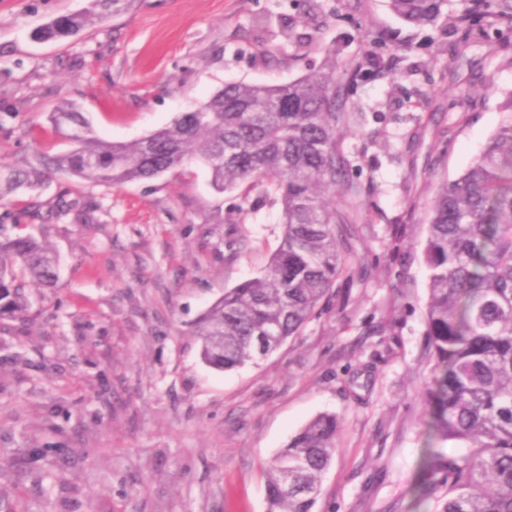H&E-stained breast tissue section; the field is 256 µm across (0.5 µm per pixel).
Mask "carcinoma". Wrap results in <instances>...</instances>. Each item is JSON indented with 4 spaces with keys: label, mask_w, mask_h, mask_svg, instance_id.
<instances>
[{
    "label": "carcinoma",
    "mask_w": 512,
    "mask_h": 512,
    "mask_svg": "<svg viewBox=\"0 0 512 512\" xmlns=\"http://www.w3.org/2000/svg\"><path fill=\"white\" fill-rule=\"evenodd\" d=\"M449 17L459 45L491 29H512V0H465ZM448 0H389L405 23L433 26ZM112 13V0H90L76 14L41 27L49 41L75 35ZM504 119L478 159L432 201L422 255L428 270L426 323L430 375L422 398L428 436L463 446L448 456L429 452L422 484L444 491L439 512H512V94ZM348 120L336 62L277 86L231 83L180 112L166 127L132 142L99 138L72 104L51 122L69 145L37 154L22 166L0 165V207L6 197L37 195L51 174L122 184L157 178L189 161L211 172L219 191L244 188L281 204L280 243L264 272L224 292L194 328L204 361L231 370L268 355L296 336L330 301L347 259L340 241L359 188L346 181L342 127ZM90 209L60 198L55 217ZM58 259L30 235L0 224V319L31 307L27 286L53 288ZM339 422L311 420L266 470L268 512H312L337 450Z\"/></svg>",
    "instance_id": "obj_1"
}]
</instances>
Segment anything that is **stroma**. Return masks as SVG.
<instances>
[{
	"instance_id": "35a3bbf8",
	"label": "stroma",
	"mask_w": 512,
	"mask_h": 512,
	"mask_svg": "<svg viewBox=\"0 0 512 512\" xmlns=\"http://www.w3.org/2000/svg\"><path fill=\"white\" fill-rule=\"evenodd\" d=\"M89 0H0V160L60 145L49 120L77 103L94 131L131 141L235 82L283 84L386 37L391 72L346 88L343 146L361 186L341 247L348 271L321 314L259 364L217 371L192 328L256 277L281 206L217 192L191 162L122 185L78 188L90 224L0 207L59 255L26 320H0V512H267L265 470L320 414L338 451L313 512H439L417 484L425 448L430 205L479 157L512 94V31L459 46L388 0H113L78 35L35 41ZM335 58H328V50Z\"/></svg>"
}]
</instances>
